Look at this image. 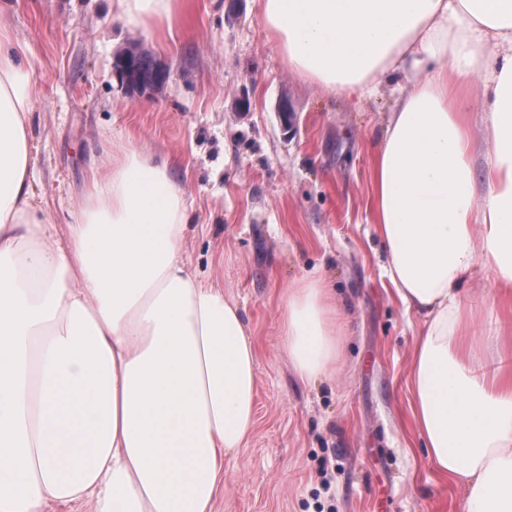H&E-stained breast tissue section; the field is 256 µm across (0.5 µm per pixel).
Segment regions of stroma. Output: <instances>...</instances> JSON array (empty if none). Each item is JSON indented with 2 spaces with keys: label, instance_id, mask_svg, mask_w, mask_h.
I'll return each instance as SVG.
<instances>
[{
  "label": "stroma",
  "instance_id": "35a3bbf8",
  "mask_svg": "<svg viewBox=\"0 0 512 512\" xmlns=\"http://www.w3.org/2000/svg\"><path fill=\"white\" fill-rule=\"evenodd\" d=\"M261 0H176L125 23L112 0H0L26 50L36 203L66 234L90 175L127 144L186 192L190 272L220 284L257 347L256 422L225 465L216 512H462L425 460L408 379L421 324L383 266L367 202L403 75L362 103L301 77L260 23ZM140 44L170 78L131 96L117 54ZM320 274L349 323L334 376L301 382L282 297Z\"/></svg>",
  "mask_w": 512,
  "mask_h": 512
}]
</instances>
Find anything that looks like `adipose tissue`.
<instances>
[{
    "label": "adipose tissue",
    "mask_w": 512,
    "mask_h": 512,
    "mask_svg": "<svg viewBox=\"0 0 512 512\" xmlns=\"http://www.w3.org/2000/svg\"><path fill=\"white\" fill-rule=\"evenodd\" d=\"M298 73L360 99L419 74L375 156L385 275L423 329L409 375L429 466L464 512H512V325L484 364L468 311L512 303V0H263ZM481 79L493 145L477 193L469 137ZM36 86L0 29V512H214L224 463L255 424L256 351L221 285L183 256L185 194L125 147L93 172L65 241L34 204ZM487 272L477 298L462 285ZM283 347L301 381L330 376L348 332L320 276L289 288Z\"/></svg>",
    "instance_id": "1"
}]
</instances>
